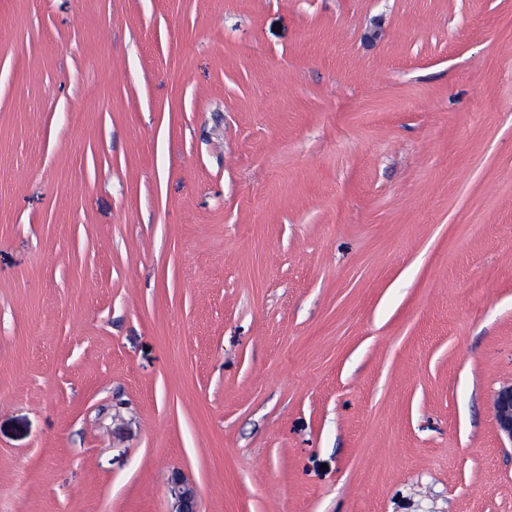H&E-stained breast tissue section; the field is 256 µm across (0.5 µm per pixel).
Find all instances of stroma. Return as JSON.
Segmentation results:
<instances>
[{
  "label": "stroma",
  "instance_id": "1",
  "mask_svg": "<svg viewBox=\"0 0 512 512\" xmlns=\"http://www.w3.org/2000/svg\"><path fill=\"white\" fill-rule=\"evenodd\" d=\"M0 140V512H512V0H0ZM493 412L499 432L512 442V384L505 385L497 391ZM171 484L175 502L170 512H196V493L193 487L179 473L172 476Z\"/></svg>",
  "mask_w": 512,
  "mask_h": 512
}]
</instances>
